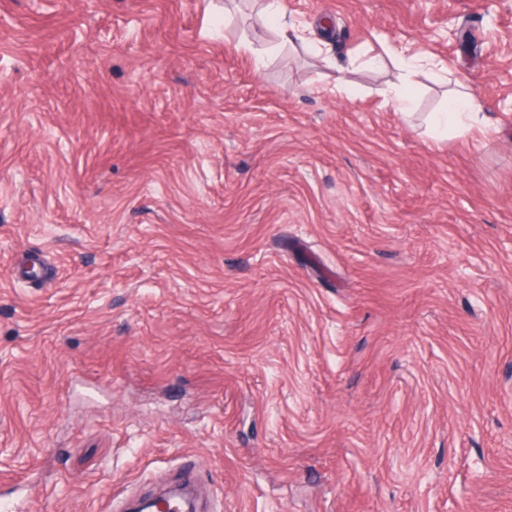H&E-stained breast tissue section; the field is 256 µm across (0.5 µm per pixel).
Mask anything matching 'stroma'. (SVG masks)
<instances>
[{
    "label": "stroma",
    "instance_id": "35a3bbf8",
    "mask_svg": "<svg viewBox=\"0 0 512 512\" xmlns=\"http://www.w3.org/2000/svg\"><path fill=\"white\" fill-rule=\"evenodd\" d=\"M283 7L321 44L260 66L253 0H0L13 512L189 462L222 512H512V0ZM473 122L481 123V120L472 94L458 95L448 109L435 113L432 118L433 127L443 135H448V128L466 127Z\"/></svg>",
    "mask_w": 512,
    "mask_h": 512
}]
</instances>
